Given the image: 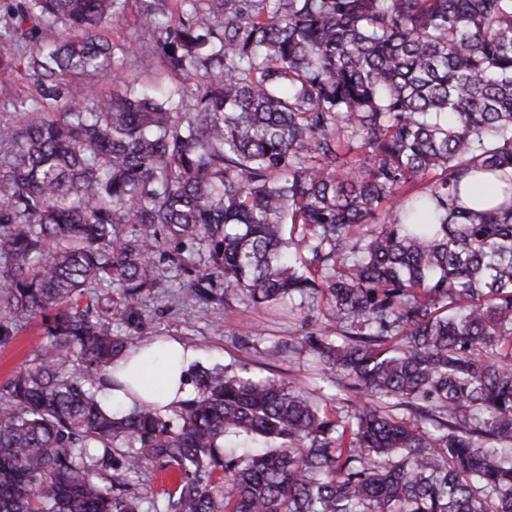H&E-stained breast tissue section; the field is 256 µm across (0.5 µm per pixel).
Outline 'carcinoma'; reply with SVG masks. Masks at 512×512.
<instances>
[{"mask_svg": "<svg viewBox=\"0 0 512 512\" xmlns=\"http://www.w3.org/2000/svg\"><path fill=\"white\" fill-rule=\"evenodd\" d=\"M140 2L153 79L103 95L126 0H8L0 338L47 343L0 390V512H512V204L466 202L512 195V0ZM168 250L198 299L318 312L266 356L351 409L222 366L114 409ZM20 55L14 56L9 65H0V121H16L20 119L19 112H14L11 105L13 98H32L35 95L33 88L16 73V66L19 65ZM14 70L12 72L11 70ZM17 116V117H15Z\"/></svg>", "mask_w": 512, "mask_h": 512, "instance_id": "obj_1", "label": "carcinoma"}]
</instances>
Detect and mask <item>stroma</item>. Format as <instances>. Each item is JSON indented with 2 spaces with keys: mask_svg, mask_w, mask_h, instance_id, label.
Returning a JSON list of instances; mask_svg holds the SVG:
<instances>
[{
  "mask_svg": "<svg viewBox=\"0 0 512 512\" xmlns=\"http://www.w3.org/2000/svg\"><path fill=\"white\" fill-rule=\"evenodd\" d=\"M158 266L156 287L143 297L137 317L113 320L115 334L132 337L137 343L149 338H177L198 351L200 366L223 364L236 370L248 369L259 377L274 373L287 380L297 379L306 389L322 394L327 407L340 408L333 388L320 379L310 356L278 362L264 356L265 348L276 342L301 340L309 330L302 316L277 318L263 309L248 313L234 299L222 308L195 301L183 293L173 262L162 260ZM45 342L38 318L25 320L14 336L0 342V388L31 364Z\"/></svg>",
  "mask_w": 512,
  "mask_h": 512,
  "instance_id": "obj_1",
  "label": "stroma"
}]
</instances>
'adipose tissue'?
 <instances>
[{
  "label": "adipose tissue",
  "mask_w": 512,
  "mask_h": 512,
  "mask_svg": "<svg viewBox=\"0 0 512 512\" xmlns=\"http://www.w3.org/2000/svg\"><path fill=\"white\" fill-rule=\"evenodd\" d=\"M197 355L193 347L175 340H147L127 356L116 359L112 375L131 390L129 396L123 397V404L130 407L140 399L163 406L183 397L182 376Z\"/></svg>",
  "instance_id": "obj_1"
}]
</instances>
